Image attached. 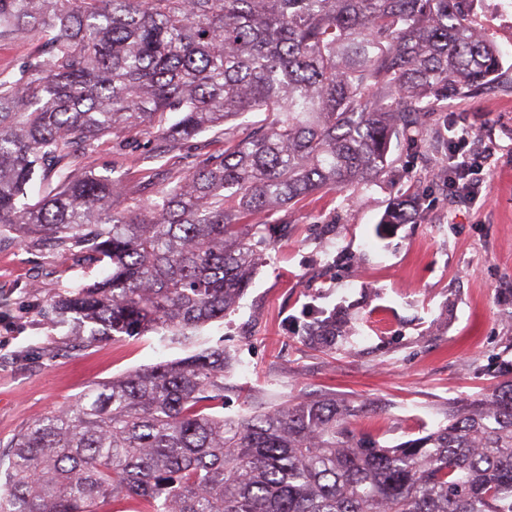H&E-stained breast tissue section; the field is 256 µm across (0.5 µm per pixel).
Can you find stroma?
Returning a JSON list of instances; mask_svg holds the SVG:
<instances>
[{
	"instance_id": "35a3bbf8",
	"label": "stroma",
	"mask_w": 512,
	"mask_h": 512,
	"mask_svg": "<svg viewBox=\"0 0 512 512\" xmlns=\"http://www.w3.org/2000/svg\"><path fill=\"white\" fill-rule=\"evenodd\" d=\"M478 31L512 63V7L475 0ZM449 122L475 127L494 151L484 201L449 200L448 151L399 141L380 182L317 194L275 216L277 233L235 311L204 326L197 343L160 336L89 344L53 312L65 290L92 282L83 263L51 241L0 234V459L32 420L68 405L89 385L223 346L236 356L224 377V414L305 394L368 405L362 425L382 444L445 421L451 404L484 391L497 360H512V72L482 92L449 100ZM223 138L191 150L152 133L108 135L81 155V174H114L135 198L153 155L155 189L186 171L189 154L218 156ZM418 197L412 224H377L392 202ZM349 308L354 329L335 350L302 343L314 312Z\"/></svg>"
}]
</instances>
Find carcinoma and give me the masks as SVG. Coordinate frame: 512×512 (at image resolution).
Here are the masks:
<instances>
[{
    "instance_id": "1",
    "label": "carcinoma",
    "mask_w": 512,
    "mask_h": 512,
    "mask_svg": "<svg viewBox=\"0 0 512 512\" xmlns=\"http://www.w3.org/2000/svg\"><path fill=\"white\" fill-rule=\"evenodd\" d=\"M470 3L0 0V40L39 43L0 72V232L104 266L54 305L84 340L188 341L249 288L275 212L374 185L394 142L440 144L434 114L502 77ZM151 130L177 149L211 132L224 153L157 192L144 181L123 209L121 180L76 176L102 137ZM412 219L397 202L380 227ZM348 318L322 311L298 333L334 350ZM232 365L204 348L32 420L0 469V512H512V364L395 446L358 427L366 405L330 398L226 418L212 406Z\"/></svg>"
}]
</instances>
